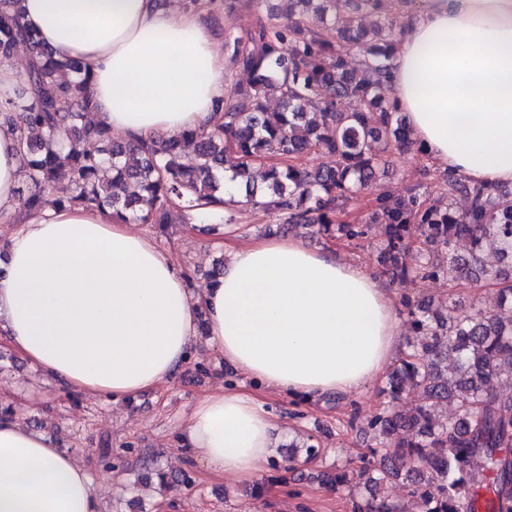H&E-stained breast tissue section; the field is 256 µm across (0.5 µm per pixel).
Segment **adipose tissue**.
Segmentation results:
<instances>
[{"label":"adipose tissue","mask_w":512,"mask_h":512,"mask_svg":"<svg viewBox=\"0 0 512 512\" xmlns=\"http://www.w3.org/2000/svg\"><path fill=\"white\" fill-rule=\"evenodd\" d=\"M87 66V110L134 143L212 127L224 56L202 12L159 0H22L18 42ZM391 97L422 155L470 182L512 185V0H424L391 48ZM18 133L0 123V330L67 387L122 400L174 376L205 325L218 358L259 385L199 400L181 440L217 476L252 481L280 430L261 390L313 400L365 389L402 322L381 279L294 238L231 244L200 295L110 210L19 205ZM0 512H97L93 478L46 435L0 418Z\"/></svg>","instance_id":"obj_1"}]
</instances>
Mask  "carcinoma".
<instances>
[{
  "label": "carcinoma",
  "mask_w": 512,
  "mask_h": 512,
  "mask_svg": "<svg viewBox=\"0 0 512 512\" xmlns=\"http://www.w3.org/2000/svg\"><path fill=\"white\" fill-rule=\"evenodd\" d=\"M298 17L280 21L264 10V0H242L255 14L253 26L229 32L225 50L233 64L251 75L235 85L207 132L188 131L178 138L154 137L132 145L106 141L99 124L80 126L88 76L73 80L81 65L56 58L30 37L32 64L22 92L0 118L13 121L21 111L19 138L29 186L20 191L22 206L35 210L51 192L59 205L112 210L126 224H167L177 213L184 224L204 204L218 198L224 172L242 188L239 204L253 212L275 210L282 226L317 227L336 242L365 241L371 225H384L381 265L392 278L463 277L492 286L500 305H512V270L490 272L484 248L492 244L512 257V202L502 189L475 186L450 173L444 197L428 205L417 190L393 194L378 183L384 154L391 143L412 144L405 119L377 94L389 77L388 51L395 21L381 12V0H349L352 17L340 29L341 40H325L309 24L305 10L317 3L321 14L336 16L339 0H294ZM22 0H0V62L10 58ZM377 17L375 28L363 17ZM377 53L358 72L348 69L349 49L368 34ZM278 98L282 108L269 110ZM195 146L184 161L181 142ZM320 152L325 164L310 172L302 155ZM270 156V166L254 185L255 166ZM363 190L375 192L370 222H338L336 210ZM462 196L467 208L453 201ZM461 239L470 241L468 257L456 254ZM419 342L403 353L388 377L382 408L367 422L374 445L352 466L318 471L329 488L357 489L352 512H476L483 498L491 512H512V320L479 305L462 308L408 306ZM423 391L422 404L406 409L404 394ZM454 406L441 419L438 406ZM303 462L324 455L313 436L302 439ZM400 481L407 500L392 502L380 488Z\"/></svg>",
  "instance_id": "cac0c4a2"
}]
</instances>
